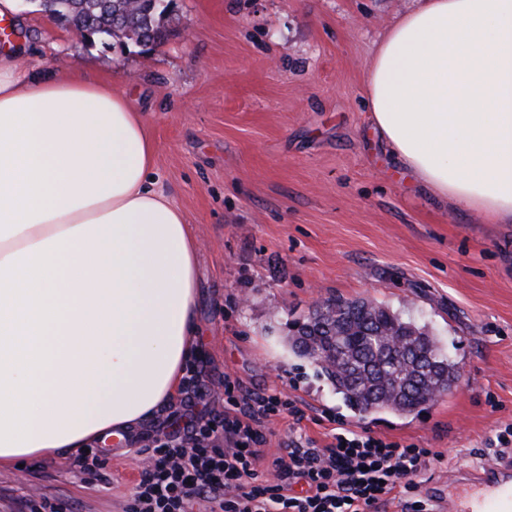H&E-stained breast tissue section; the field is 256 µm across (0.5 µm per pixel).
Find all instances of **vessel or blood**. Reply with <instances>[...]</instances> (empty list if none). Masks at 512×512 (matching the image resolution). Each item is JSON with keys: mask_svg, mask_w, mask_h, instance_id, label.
<instances>
[{"mask_svg": "<svg viewBox=\"0 0 512 512\" xmlns=\"http://www.w3.org/2000/svg\"><path fill=\"white\" fill-rule=\"evenodd\" d=\"M475 479L480 486L477 495L468 500L453 496L438 498L437 512H512V456H501L497 462Z\"/></svg>", "mask_w": 512, "mask_h": 512, "instance_id": "vessel-or-blood-1", "label": "vessel or blood"}]
</instances>
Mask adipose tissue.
<instances>
[{"label":"adipose tissue","mask_w":512,"mask_h":512,"mask_svg":"<svg viewBox=\"0 0 512 512\" xmlns=\"http://www.w3.org/2000/svg\"><path fill=\"white\" fill-rule=\"evenodd\" d=\"M365 83L422 184L512 223V0H425ZM155 156L127 96L0 52V466L131 431L179 390L196 241Z\"/></svg>","instance_id":"obj_1"}]
</instances>
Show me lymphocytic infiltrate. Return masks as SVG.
<instances>
[{
  "mask_svg": "<svg viewBox=\"0 0 512 512\" xmlns=\"http://www.w3.org/2000/svg\"><path fill=\"white\" fill-rule=\"evenodd\" d=\"M224 389L222 414L153 439L123 512H385L397 491L404 512H430L418 477L441 451L344 428L326 446L295 436L269 455V419L301 410L274 392Z\"/></svg>",
  "mask_w": 512,
  "mask_h": 512,
  "instance_id": "1",
  "label": "lymphocytic infiltrate"
}]
</instances>
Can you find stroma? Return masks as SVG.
Segmentation results:
<instances>
[{
    "mask_svg": "<svg viewBox=\"0 0 512 512\" xmlns=\"http://www.w3.org/2000/svg\"><path fill=\"white\" fill-rule=\"evenodd\" d=\"M422 0H178V31L144 53L80 45L29 0L14 40L25 67L58 69L126 94L157 145L156 186L198 245L192 367L212 412L223 379L274 389L304 417H273L268 449L337 425L444 454L423 496L464 492L512 423V224L459 211L392 155L366 108V71L385 31ZM191 33L182 40L180 31ZM364 298L426 326L459 367L451 393L421 413L361 415L288 345L320 300ZM173 402L97 473L82 454L0 469V512L49 498L63 512H122L150 437L183 423Z\"/></svg>",
    "mask_w": 512,
    "mask_h": 512,
    "instance_id": "35a3bbf8",
    "label": "stroma"
}]
</instances>
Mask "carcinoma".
<instances>
[{"instance_id": "cac0c4a2", "label": "carcinoma", "mask_w": 512, "mask_h": 512, "mask_svg": "<svg viewBox=\"0 0 512 512\" xmlns=\"http://www.w3.org/2000/svg\"><path fill=\"white\" fill-rule=\"evenodd\" d=\"M43 8L67 26L95 32L100 42L158 45L173 32L172 11L160 0H43ZM288 340L364 415L415 414L458 380L456 364L426 327L373 301L331 299Z\"/></svg>"}]
</instances>
